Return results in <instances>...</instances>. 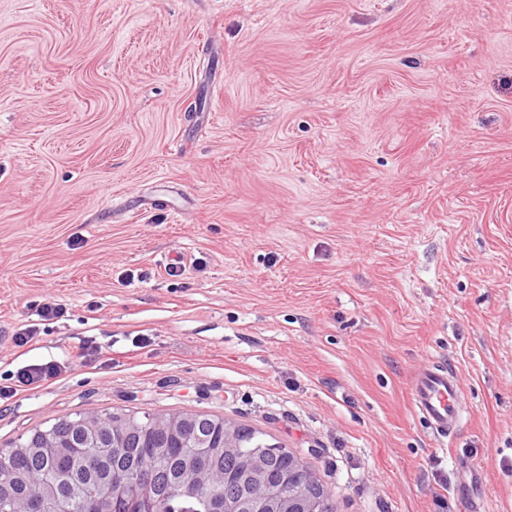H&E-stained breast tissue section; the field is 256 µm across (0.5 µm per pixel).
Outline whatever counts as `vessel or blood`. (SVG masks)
<instances>
[{"instance_id":"b4317fda","label":"vessel or blood","mask_w":512,"mask_h":512,"mask_svg":"<svg viewBox=\"0 0 512 512\" xmlns=\"http://www.w3.org/2000/svg\"><path fill=\"white\" fill-rule=\"evenodd\" d=\"M462 386L452 369L436 365L423 369L412 379L410 401L415 413L435 437L453 436L462 417Z\"/></svg>"}]
</instances>
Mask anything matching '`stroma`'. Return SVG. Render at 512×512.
Instances as JSON below:
<instances>
[{"instance_id":"1","label":"stroma","mask_w":512,"mask_h":512,"mask_svg":"<svg viewBox=\"0 0 512 512\" xmlns=\"http://www.w3.org/2000/svg\"><path fill=\"white\" fill-rule=\"evenodd\" d=\"M49 360L0 448L199 414L332 512H512V0H0V376ZM462 386L447 365L425 368L412 379L410 401L435 437H452L462 417Z\"/></svg>"}]
</instances>
